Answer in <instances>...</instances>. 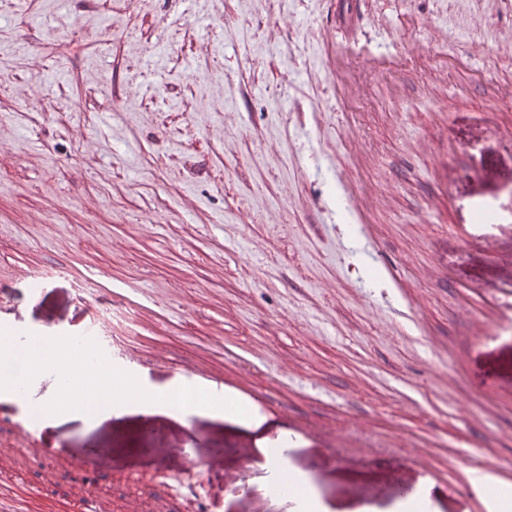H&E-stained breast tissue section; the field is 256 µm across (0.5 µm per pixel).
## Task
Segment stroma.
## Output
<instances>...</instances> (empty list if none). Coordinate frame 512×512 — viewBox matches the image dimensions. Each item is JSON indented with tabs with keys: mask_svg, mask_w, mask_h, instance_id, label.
Returning <instances> with one entry per match:
<instances>
[{
	"mask_svg": "<svg viewBox=\"0 0 512 512\" xmlns=\"http://www.w3.org/2000/svg\"><path fill=\"white\" fill-rule=\"evenodd\" d=\"M333 20L326 0H0V319H98L156 388L230 350L263 403L256 432L140 412L40 429L65 455L104 449L111 505L167 483L181 512H292L260 491L255 444L289 415L362 434L291 451L327 512H393L429 473V512H476L454 453L512 473V335L483 333L499 272L460 239L481 205L512 224V0H360L337 75L318 58ZM411 43L402 71L367 72ZM486 48L500 85L474 78ZM340 171L377 198V242ZM381 258L419 279L430 335ZM100 274L133 302L109 305ZM169 442L223 464L162 467ZM381 270L383 273V277L390 279L398 288L400 291L403 300L405 301L406 305L408 306V312H400V316L404 318L411 319L414 324L416 325L417 329L420 333L424 332V322L419 314L416 306L414 303L403 293V289L401 288L398 280H397V273L394 270V267L391 264L386 263L385 261L382 262Z\"/></svg>",
	"mask_w": 512,
	"mask_h": 512,
	"instance_id": "stroma-1",
	"label": "stroma"
}]
</instances>
